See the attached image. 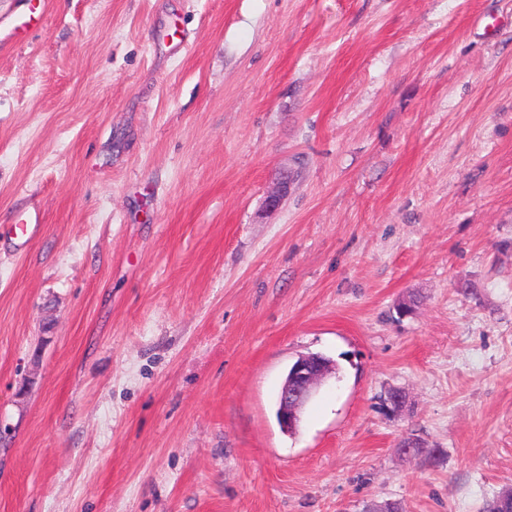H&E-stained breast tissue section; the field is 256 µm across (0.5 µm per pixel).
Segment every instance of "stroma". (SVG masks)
I'll list each match as a JSON object with an SVG mask.
<instances>
[{"instance_id": "obj_1", "label": "stroma", "mask_w": 512, "mask_h": 512, "mask_svg": "<svg viewBox=\"0 0 512 512\" xmlns=\"http://www.w3.org/2000/svg\"><path fill=\"white\" fill-rule=\"evenodd\" d=\"M506 490L512 0H52L0 51V512ZM290 382L282 386L279 397V420L283 428H294L300 419V410L312 395L313 388L327 373L314 357L299 358L289 369Z\"/></svg>"}]
</instances>
